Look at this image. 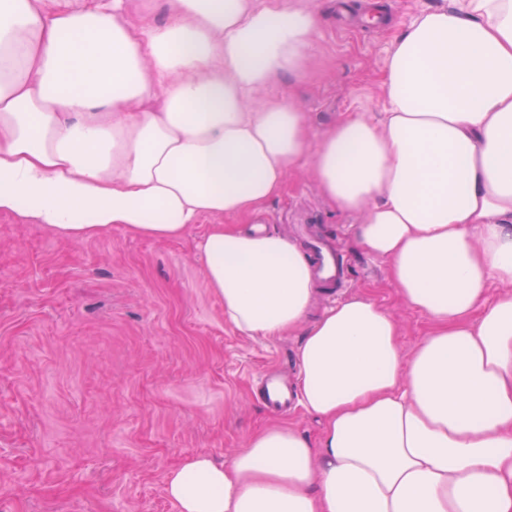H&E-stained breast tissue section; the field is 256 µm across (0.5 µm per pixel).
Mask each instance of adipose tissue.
<instances>
[{"mask_svg": "<svg viewBox=\"0 0 512 512\" xmlns=\"http://www.w3.org/2000/svg\"><path fill=\"white\" fill-rule=\"evenodd\" d=\"M0 0V213L65 241H160L213 218L206 285L244 336L304 327L299 403L318 442L260 430L171 470L177 512H512V0H453L395 39L379 120L311 146L301 112L246 103L300 73L318 14L297 0ZM315 150L357 243L434 326L409 356L372 298L315 320L311 261L226 224L263 211Z\"/></svg>", "mask_w": 512, "mask_h": 512, "instance_id": "obj_1", "label": "adipose tissue"}]
</instances>
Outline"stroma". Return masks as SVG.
<instances>
[{"label": "stroma", "mask_w": 512, "mask_h": 512, "mask_svg": "<svg viewBox=\"0 0 512 512\" xmlns=\"http://www.w3.org/2000/svg\"><path fill=\"white\" fill-rule=\"evenodd\" d=\"M320 14L302 74L266 89L303 112L312 142L342 117L379 119L394 38L448 0H300ZM306 156L282 192L237 226L263 227L307 249L317 236L346 262L344 281L320 282L310 309L352 296L380 303L398 325L402 354L430 331L428 315L398 297L387 260L360 248L359 213L323 196ZM208 221L156 241L115 227L84 242L0 215V512H176L166 475L192 453L222 461L279 422L318 441V419L269 413L252 386L266 371L298 374L302 330L239 334L207 288L198 245Z\"/></svg>", "instance_id": "35a3bbf8"}]
</instances>
